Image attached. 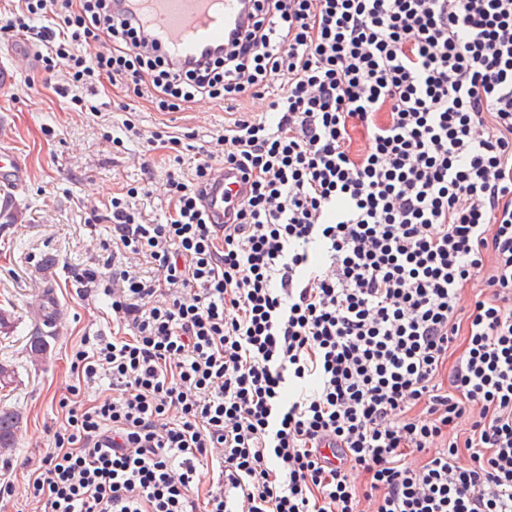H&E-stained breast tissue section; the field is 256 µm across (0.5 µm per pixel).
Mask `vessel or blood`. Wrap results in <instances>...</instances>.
<instances>
[{"instance_id":"obj_1","label":"vessel or blood","mask_w":512,"mask_h":512,"mask_svg":"<svg viewBox=\"0 0 512 512\" xmlns=\"http://www.w3.org/2000/svg\"><path fill=\"white\" fill-rule=\"evenodd\" d=\"M120 7L133 12L149 40L177 64L187 59L205 62L208 51L249 26L242 17V0H120ZM27 178V168L19 157L1 149L0 179L21 184ZM228 189L241 197L247 186L237 171L221 165L212 168L204 199L210 223L229 220L232 206L224 201Z\"/></svg>"}]
</instances>
